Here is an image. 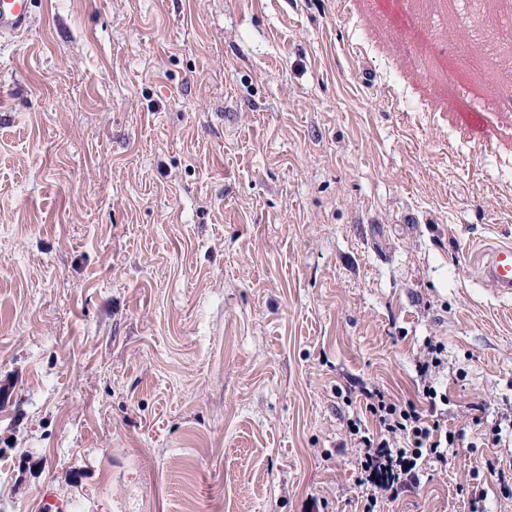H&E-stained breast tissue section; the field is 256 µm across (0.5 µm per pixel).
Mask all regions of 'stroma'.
I'll use <instances>...</instances> for the list:
<instances>
[{
    "label": "stroma",
    "instance_id": "35a3bbf8",
    "mask_svg": "<svg viewBox=\"0 0 512 512\" xmlns=\"http://www.w3.org/2000/svg\"><path fill=\"white\" fill-rule=\"evenodd\" d=\"M0 41V512H362L353 420L444 347L512 512V0H34ZM480 276L495 291L512 295V245L501 244L481 253Z\"/></svg>",
    "mask_w": 512,
    "mask_h": 512
}]
</instances>
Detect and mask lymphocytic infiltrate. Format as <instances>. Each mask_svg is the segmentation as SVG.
Listing matches in <instances>:
<instances>
[{
  "label": "lymphocytic infiltrate",
  "instance_id": "lymphocytic-infiltrate-1",
  "mask_svg": "<svg viewBox=\"0 0 512 512\" xmlns=\"http://www.w3.org/2000/svg\"><path fill=\"white\" fill-rule=\"evenodd\" d=\"M442 353L441 345L430 343L418 361L419 401L397 403L377 387L363 392L376 425L372 437L363 434L359 424L351 426L360 443L358 483L366 490L364 512H376L380 498L395 499L416 484L424 462H447L449 448L465 436L464 430L449 428L448 394L433 379L443 364Z\"/></svg>",
  "mask_w": 512,
  "mask_h": 512
}]
</instances>
